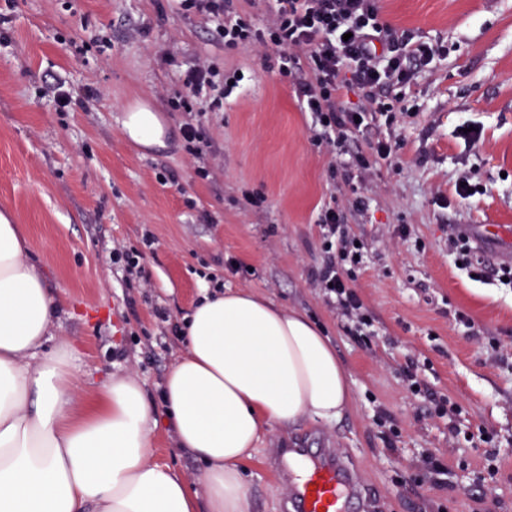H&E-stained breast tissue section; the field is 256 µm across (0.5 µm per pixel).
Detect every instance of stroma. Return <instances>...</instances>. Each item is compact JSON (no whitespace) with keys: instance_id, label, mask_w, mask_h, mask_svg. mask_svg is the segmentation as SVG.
I'll list each match as a JSON object with an SVG mask.
<instances>
[{"instance_id":"1","label":"stroma","mask_w":512,"mask_h":512,"mask_svg":"<svg viewBox=\"0 0 512 512\" xmlns=\"http://www.w3.org/2000/svg\"><path fill=\"white\" fill-rule=\"evenodd\" d=\"M379 5L398 33L448 52L405 90L414 113L393 130L396 157L347 181L331 179V156L313 145L297 86L257 52L215 45L172 0H0V210L25 225L28 258L58 301L76 407L113 376H135L157 401L185 350L183 320L216 280L306 314L343 363L350 410L332 424L271 426L240 466L246 512H281L288 481L270 456L307 442L336 449L373 490L370 512H512V285L496 276L512 259L473 239L489 274L477 282L448 244L452 224L512 228V0ZM197 58L243 79L221 111H172L166 98ZM59 82L72 95L65 108L50 91ZM129 108L160 116L162 144L125 138ZM189 121L210 143L205 180L184 150ZM465 122L480 128L477 141L459 136ZM463 181L474 196H458ZM256 190L260 209L246 199ZM332 202L366 246L354 286L375 317L368 349L313 283L326 261L317 216ZM147 233L148 281L127 283L112 249L141 247ZM233 260L249 274L232 272ZM457 309L472 327L453 320ZM410 365L459 406L455 419L425 414ZM151 429L155 460L200 490L203 462L177 448L164 415ZM429 453L445 474L424 471Z\"/></svg>"}]
</instances>
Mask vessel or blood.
Masks as SVG:
<instances>
[{"label":"vessel or blood","mask_w":512,"mask_h":512,"mask_svg":"<svg viewBox=\"0 0 512 512\" xmlns=\"http://www.w3.org/2000/svg\"><path fill=\"white\" fill-rule=\"evenodd\" d=\"M292 460L298 461L285 500L287 512H348L351 501L361 499L363 487L346 464L327 448H300ZM279 456V464H287Z\"/></svg>","instance_id":"vessel-or-blood-1"}]
</instances>
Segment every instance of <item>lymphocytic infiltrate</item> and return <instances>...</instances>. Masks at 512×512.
Listing matches in <instances>:
<instances>
[{
	"label": "lymphocytic infiltrate",
	"mask_w": 512,
	"mask_h": 512,
	"mask_svg": "<svg viewBox=\"0 0 512 512\" xmlns=\"http://www.w3.org/2000/svg\"><path fill=\"white\" fill-rule=\"evenodd\" d=\"M175 2L180 14L209 24L225 50L265 53L269 69L298 86L301 109L312 116L313 144L339 158L344 174L396 155L399 144L390 139L372 141L364 152L349 151L348 141L376 120L391 125L405 114L403 90L415 66L431 61L436 50L412 36H396L382 20L377 0H274L272 19L262 28L241 15L234 0ZM240 81L237 73L199 59L181 73V90L168 103L175 111L213 112ZM352 95L357 105H346ZM319 225L326 263L315 284L356 335H366L374 317L353 286L363 249L350 234L343 210L326 208Z\"/></svg>",
	"instance_id": "1"
}]
</instances>
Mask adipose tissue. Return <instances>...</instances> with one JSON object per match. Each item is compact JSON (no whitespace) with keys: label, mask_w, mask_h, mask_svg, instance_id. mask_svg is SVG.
<instances>
[{"label":"adipose tissue","mask_w":512,"mask_h":512,"mask_svg":"<svg viewBox=\"0 0 512 512\" xmlns=\"http://www.w3.org/2000/svg\"><path fill=\"white\" fill-rule=\"evenodd\" d=\"M23 225L0 217V512H245L240 462L268 425L339 421L352 388L334 347L304 314L247 290L204 295L159 404L113 378L72 415L68 345L46 348L58 304L27 259ZM162 406L178 448L201 460L203 495L155 461Z\"/></svg>","instance_id":"ef3b65f1"}]
</instances>
